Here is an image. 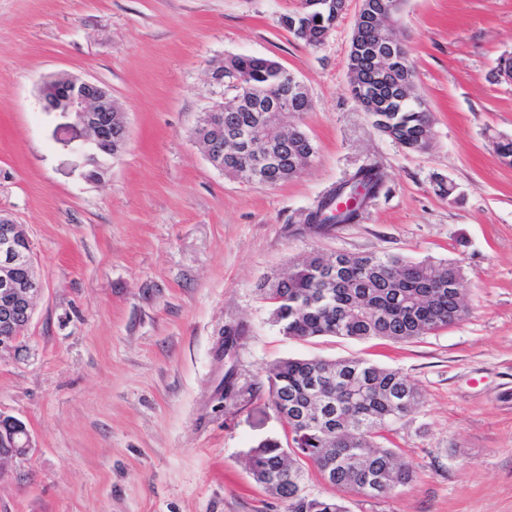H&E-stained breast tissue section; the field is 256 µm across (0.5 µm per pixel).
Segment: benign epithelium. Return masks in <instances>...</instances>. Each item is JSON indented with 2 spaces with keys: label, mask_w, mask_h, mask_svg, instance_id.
<instances>
[{
  "label": "benign epithelium",
  "mask_w": 512,
  "mask_h": 512,
  "mask_svg": "<svg viewBox=\"0 0 512 512\" xmlns=\"http://www.w3.org/2000/svg\"><path fill=\"white\" fill-rule=\"evenodd\" d=\"M43 111L59 120L56 131H80L79 150L86 156V179L101 178L112 162V145H104L112 125V113L121 111L102 84L70 74L44 79L38 88ZM24 225L0 213V354L18 347L33 313L34 300L43 290L32 251L24 245ZM27 268L25 278L17 270ZM0 447L5 457L23 458L31 448L27 426L19 419L0 414Z\"/></svg>",
  "instance_id": "benign-epithelium-1"
}]
</instances>
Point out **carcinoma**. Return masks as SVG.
<instances>
[{
	"label": "carcinoma",
	"mask_w": 512,
	"mask_h": 512,
	"mask_svg": "<svg viewBox=\"0 0 512 512\" xmlns=\"http://www.w3.org/2000/svg\"><path fill=\"white\" fill-rule=\"evenodd\" d=\"M300 0L299 8L280 24L311 47L320 46L345 10L346 0ZM383 8L376 22L353 31L347 61L350 92L382 134L410 152L432 145V118L415 92V69L402 54L404 90L397 94L375 82L366 52L380 47L395 30L399 0H373ZM291 71L279 62L252 55L224 58V111L203 113L196 140L220 149L217 169L263 186L286 182L317 153L313 140L281 112L266 111L273 97L297 114L312 101L289 93ZM369 187L358 207L340 211L337 200L347 186ZM385 185L380 167H359L336 184L308 211L303 224L327 233L355 223L361 210ZM460 262L409 261L399 255L327 256L316 252L293 261L288 270L258 286L271 306V320L289 338L333 336L408 342L444 329L468 314L462 293ZM285 416L288 447L264 443L248 453L253 480L286 503L287 512H347L339 499L306 492L315 469L331 486L366 497H380L410 484L414 469L388 446L387 434L420 403L421 393L399 369L351 358H286L258 377Z\"/></svg>",
	"instance_id": "obj_1"
}]
</instances>
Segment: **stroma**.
I'll use <instances>...</instances> for the list:
<instances>
[{"mask_svg": "<svg viewBox=\"0 0 512 512\" xmlns=\"http://www.w3.org/2000/svg\"><path fill=\"white\" fill-rule=\"evenodd\" d=\"M300 0H0V212L23 224L44 290L16 351L0 356V414L27 456L0 467V512H286L248 472L285 441L267 391L283 358H364L422 392L392 434L416 471L390 495L308 491L348 512H512V0H404L397 30L434 120L428 152L381 134L347 83L359 8L317 48L280 24ZM274 59L305 85L288 116L317 153L276 186L214 168L192 137L223 101L210 67ZM69 72L126 109L127 150L101 180L42 112L37 87ZM385 186L360 220L320 233L303 214L359 166ZM452 193L440 192V184ZM458 261L469 309L409 343L279 333L258 286L312 252ZM242 326L232 349L224 330Z\"/></svg>", "mask_w": 512, "mask_h": 512, "instance_id": "obj_1", "label": "stroma"}]
</instances>
